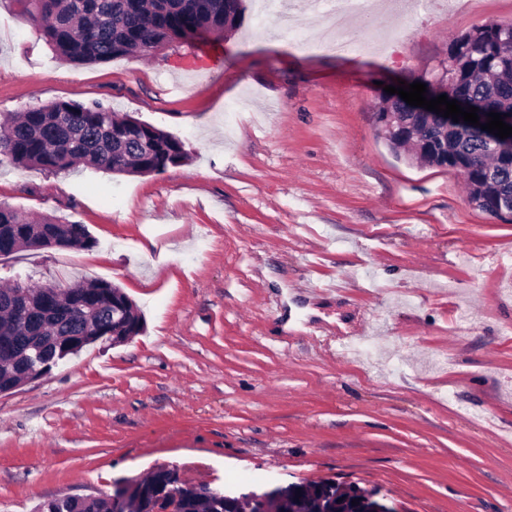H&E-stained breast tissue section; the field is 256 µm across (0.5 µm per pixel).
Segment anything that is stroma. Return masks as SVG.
I'll return each instance as SVG.
<instances>
[{
  "label": "stroma",
  "mask_w": 512,
  "mask_h": 512,
  "mask_svg": "<svg viewBox=\"0 0 512 512\" xmlns=\"http://www.w3.org/2000/svg\"><path fill=\"white\" fill-rule=\"evenodd\" d=\"M242 6L231 34L75 64L0 0V121L99 102L189 155L146 176L0 167V203L94 239L0 257V285L106 281L144 321L0 393V512L161 466L228 493L332 481L399 512H512V223L376 122L385 86L512 24V0H378L347 20L395 33L367 52L301 49Z\"/></svg>",
  "instance_id": "obj_1"
}]
</instances>
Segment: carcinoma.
Instances as JSON below:
<instances>
[{"instance_id": "obj_1", "label": "carcinoma", "mask_w": 512, "mask_h": 512, "mask_svg": "<svg viewBox=\"0 0 512 512\" xmlns=\"http://www.w3.org/2000/svg\"><path fill=\"white\" fill-rule=\"evenodd\" d=\"M31 18L57 55L77 64L144 54L161 44L188 40L199 32L233 31L241 0H29ZM448 91L478 115H504L512 126V24L476 28L453 41L427 91ZM379 129L392 149H409L424 165L451 167L466 183L468 199L494 218L512 221V136L491 137L478 126L439 121L399 100L377 113ZM180 139L103 104L53 101L32 107L0 124V165L36 167L51 174L79 166L112 174H160L185 162ZM93 244L83 224L51 217L31 220L0 203V256L22 249L85 247ZM126 304L125 320L112 322V303ZM143 330L132 301L116 285L77 283L63 290L21 281L0 288V392L32 379L30 347L42 350L43 372L101 338L137 336ZM125 500L65 497L42 503L39 512H155L159 502L176 501L178 512H239L224 492L184 483L175 468H159L145 479L125 480ZM357 505H352V502ZM365 512L361 490L333 482L290 485L277 512Z\"/></svg>"}]
</instances>
